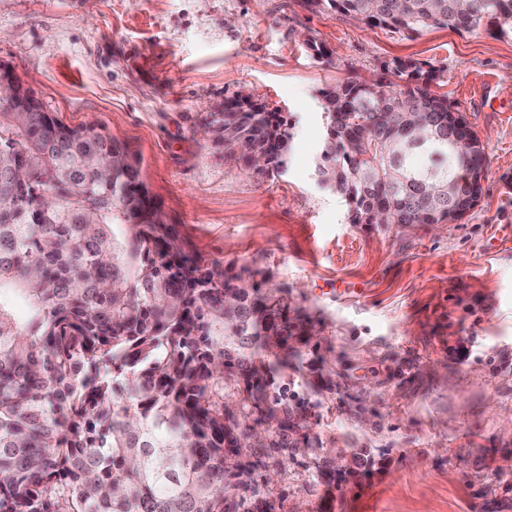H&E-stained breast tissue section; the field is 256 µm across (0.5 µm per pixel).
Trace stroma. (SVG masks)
Wrapping results in <instances>:
<instances>
[{"instance_id": "35a3bbf8", "label": "stroma", "mask_w": 512, "mask_h": 512, "mask_svg": "<svg viewBox=\"0 0 512 512\" xmlns=\"http://www.w3.org/2000/svg\"><path fill=\"white\" fill-rule=\"evenodd\" d=\"M396 58L434 70L485 145L457 223H350L315 174L322 92ZM1 64L64 123L127 144L194 249L316 319L308 376L338 386L311 410L321 447L263 472L271 512H512V39L409 36L306 0H0ZM243 91L294 125L278 173L199 133ZM340 448L369 462L339 484Z\"/></svg>"}]
</instances>
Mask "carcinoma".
I'll list each match as a JSON object with an SVG mask.
<instances>
[{
  "label": "carcinoma",
  "instance_id": "carcinoma-1",
  "mask_svg": "<svg viewBox=\"0 0 512 512\" xmlns=\"http://www.w3.org/2000/svg\"><path fill=\"white\" fill-rule=\"evenodd\" d=\"M309 3L398 33L487 20L512 38V0ZM383 71L323 92L316 175L352 224L455 223L483 193L481 138L424 65ZM22 106L0 114V512H270L255 473L321 445L298 437L308 399L288 386L333 387L305 379L309 319L288 287L190 250L126 144L29 88ZM203 129L267 175L292 139L239 96Z\"/></svg>",
  "mask_w": 512,
  "mask_h": 512
}]
</instances>
